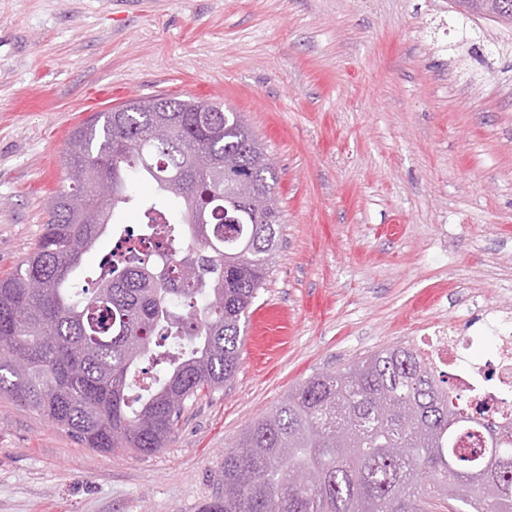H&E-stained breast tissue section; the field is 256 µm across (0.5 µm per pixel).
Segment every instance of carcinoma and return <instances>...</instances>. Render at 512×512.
Segmentation results:
<instances>
[{
    "label": "carcinoma",
    "instance_id": "carcinoma-1",
    "mask_svg": "<svg viewBox=\"0 0 512 512\" xmlns=\"http://www.w3.org/2000/svg\"><path fill=\"white\" fill-rule=\"evenodd\" d=\"M462 6L512 27V0ZM65 167L68 189L49 201L36 247L0 280V393L87 448L152 453L186 403L239 366L280 215L229 199L274 195L275 168L239 113L166 96L74 128ZM136 180L153 193L133 196ZM132 202L159 225L171 266L130 239L129 267L87 280L83 256ZM477 419L488 445L457 447ZM217 481L206 512H512V420L462 403L416 350L389 347L289 390L224 451Z\"/></svg>",
    "mask_w": 512,
    "mask_h": 512
}]
</instances>
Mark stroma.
Returning a JSON list of instances; mask_svg holds the SVG:
<instances>
[{
  "instance_id": "1",
  "label": "stroma",
  "mask_w": 512,
  "mask_h": 512,
  "mask_svg": "<svg viewBox=\"0 0 512 512\" xmlns=\"http://www.w3.org/2000/svg\"><path fill=\"white\" fill-rule=\"evenodd\" d=\"M224 103L275 162L280 245L237 372L165 448L98 452L0 395V512H202L304 378L512 310V29L452 0H0V278L67 185L71 131Z\"/></svg>"
}]
</instances>
